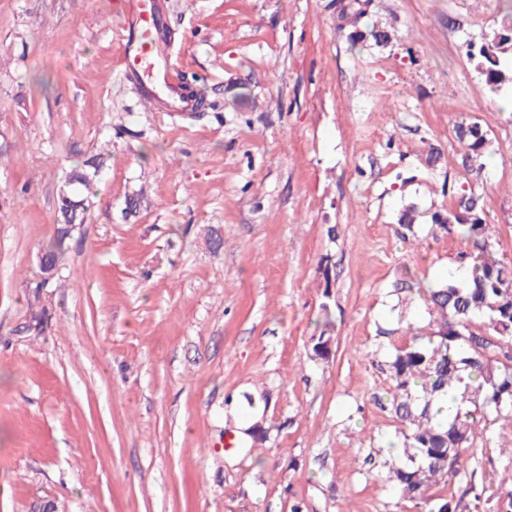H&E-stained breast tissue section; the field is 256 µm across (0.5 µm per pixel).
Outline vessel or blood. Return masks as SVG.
Wrapping results in <instances>:
<instances>
[{
  "label": "vessel or blood",
  "mask_w": 512,
  "mask_h": 512,
  "mask_svg": "<svg viewBox=\"0 0 512 512\" xmlns=\"http://www.w3.org/2000/svg\"><path fill=\"white\" fill-rule=\"evenodd\" d=\"M167 13L161 0H124L120 41V63L124 77L139 85L159 111L193 115L198 99L183 85L182 72L172 62L161 33Z\"/></svg>",
  "instance_id": "1"
}]
</instances>
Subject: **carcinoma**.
<instances>
[{
  "label": "carcinoma",
  "mask_w": 512,
  "mask_h": 512,
  "mask_svg": "<svg viewBox=\"0 0 512 512\" xmlns=\"http://www.w3.org/2000/svg\"><path fill=\"white\" fill-rule=\"evenodd\" d=\"M370 0H336L338 18L361 25L367 36L380 43L387 32L368 23ZM512 50V22L503 21L491 39L470 56L485 84L497 91L512 86V66L501 54ZM454 135L464 149L461 165L470 168L485 152L488 139L477 122L459 123ZM106 160L99 153L75 166L65 181L70 198L58 199V220L82 201L80 189H89ZM432 223L450 237L472 241L466 276L418 289L429 313L437 315L427 336L413 335L389 355L393 381L388 397L375 403L389 411L402 426L403 452L377 475L399 495L428 512H512V490L492 491L495 478L472 469L461 492L434 495L432 486L454 484L458 466L470 456L475 427L489 419H512V262L491 258L486 236L485 204L474 188L463 189L446 212H435ZM55 234L44 250L51 268L61 265L70 250L72 235Z\"/></svg>",
  "instance_id": "obj_1"
}]
</instances>
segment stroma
Returning <instances> with one entry per match:
<instances>
[{"mask_svg":"<svg viewBox=\"0 0 512 512\" xmlns=\"http://www.w3.org/2000/svg\"><path fill=\"white\" fill-rule=\"evenodd\" d=\"M163 3L192 118L119 74L122 0H0V512H424L365 463L403 440L373 398L430 330L417 288L473 249L432 213L478 188L512 262V87L468 54L512 0H371L380 45L334 0ZM474 121L466 169L453 128ZM102 151L43 283L59 186ZM511 446L492 421L473 459L512 471ZM454 135L465 150L461 156V165L470 168L478 157L485 152L488 139L486 132L478 122L459 123L454 127Z\"/></svg>","mask_w":512,"mask_h":512,"instance_id":"stroma-1","label":"stroma"}]
</instances>
